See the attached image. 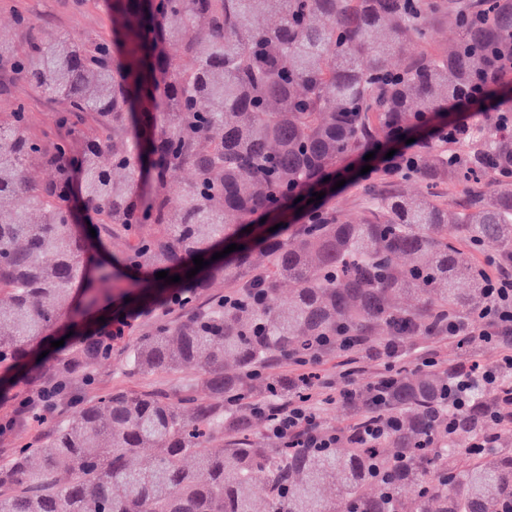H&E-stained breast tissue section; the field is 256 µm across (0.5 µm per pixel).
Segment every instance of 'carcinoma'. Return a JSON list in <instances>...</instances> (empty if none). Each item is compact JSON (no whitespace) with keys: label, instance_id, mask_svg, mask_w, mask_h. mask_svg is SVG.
I'll list each match as a JSON object with an SVG mask.
<instances>
[{"label":"carcinoma","instance_id":"cac0c4a2","mask_svg":"<svg viewBox=\"0 0 512 512\" xmlns=\"http://www.w3.org/2000/svg\"><path fill=\"white\" fill-rule=\"evenodd\" d=\"M107 7L108 38L8 51L20 79L65 102L55 123L66 135L32 137L21 102L0 113V386L8 374L31 392L88 378L112 358V339L84 331L86 319L159 293L164 309L189 315H165L139 336L127 371H191L212 403L198 402L193 385L176 399L147 390L80 401L0 464V512H255L258 481L270 512H336L339 503L346 512H512V452L476 457L462 436L418 444L447 383L441 371L391 374L386 407L402 420L393 438L407 457L387 491L371 464L394 458L390 438L342 453L268 448L248 409L251 382L274 355L309 360L341 332L429 336L438 315L486 302L488 270L462 257L455 234L471 250L512 246V180L501 176L512 167V126L435 121L475 82L491 96L499 71L512 69V0L485 9L464 0ZM444 16L457 29L446 52L428 44ZM424 129L409 173L425 191L384 193L379 170L361 186L364 214L323 211L287 239L261 222L276 210L311 213L318 203L307 200L341 177L346 158ZM29 164L48 180L27 177ZM180 167L193 179L177 191L167 176ZM136 176L146 191L134 199ZM480 179L485 190L463 210L427 192ZM105 235L123 240L111 259L96 252ZM232 243L243 249L211 260ZM196 256L208 265L188 279ZM160 271L181 282L156 279ZM218 276L233 304L197 310L198 290ZM63 324L73 335L38 358ZM216 435L228 441L218 455L207 448Z\"/></svg>","mask_w":512,"mask_h":512}]
</instances>
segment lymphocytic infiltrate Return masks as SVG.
I'll use <instances>...</instances> for the list:
<instances>
[{
	"mask_svg": "<svg viewBox=\"0 0 512 512\" xmlns=\"http://www.w3.org/2000/svg\"><path fill=\"white\" fill-rule=\"evenodd\" d=\"M488 275V302L467 314L441 316L438 338L474 344H494L497 361L489 366L458 363L448 370V387L430 412L435 427L423 445L436 447L437 438L452 432V416L467 411L494 423L496 432L473 435L472 448L495 447L499 437L512 434V255L498 259ZM389 377L380 374L365 389H343V400L360 409L351 426L327 429L320 425L312 398L291 396L257 406L273 437L292 448H371L399 428L398 417L384 408Z\"/></svg>",
	"mask_w": 512,
	"mask_h": 512,
	"instance_id": "lymphocytic-infiltrate-1",
	"label": "lymphocytic infiltrate"
}]
</instances>
